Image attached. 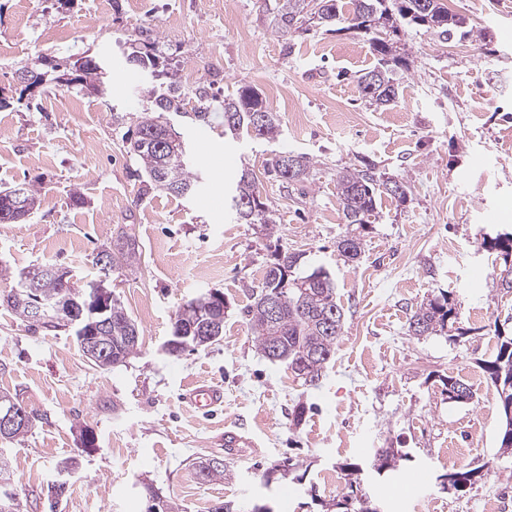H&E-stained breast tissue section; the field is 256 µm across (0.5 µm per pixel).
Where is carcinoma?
I'll list each match as a JSON object with an SVG mask.
<instances>
[{
    "label": "carcinoma",
    "mask_w": 512,
    "mask_h": 512,
    "mask_svg": "<svg viewBox=\"0 0 512 512\" xmlns=\"http://www.w3.org/2000/svg\"><path fill=\"white\" fill-rule=\"evenodd\" d=\"M345 8L343 0H280L276 28L282 35L307 31L311 26L344 25L354 30L368 42L371 53L377 58L378 67L358 78L362 95L377 107L393 104L398 88L393 74L405 66L404 58L393 53L392 37L400 27L406 25L426 26L442 41L463 27V20L448 11L443 0H349ZM129 62L145 71L158 67L159 59L153 46L146 43L129 53ZM166 82L159 90L149 91V107L143 109L135 131L129 138V152L136 157L139 168L136 176L141 184L142 195L166 193L188 196L197 186L196 176L187 165L185 149L173 153L165 141L167 130L162 126L161 115L168 112L188 119L195 125L209 124L210 107L203 105L208 100L204 87L187 90L181 85L178 70H162ZM58 86L78 85L84 92L98 88L107 89L108 76L103 64L94 56L76 71L63 69L51 78ZM195 98L200 105L188 112L185 101ZM224 110V134L238 137L246 135L265 140L281 134V121L275 112L269 111L261 93L251 85H242L233 94L219 102ZM262 118L264 131L254 126V117ZM292 168H279L271 164V171L288 184L308 181L312 163L303 155H292ZM337 200L344 223L364 226L375 216L378 197L382 194L405 198V185L395 179L383 178L375 161L362 157L359 163L339 172L336 176ZM232 197L241 204L236 212L237 220L243 224H274L273 210L263 198L257 174L247 169L233 190ZM18 219L13 213L11 189L0 190V224H14ZM489 248L502 256L507 277L501 278L502 287L512 289V233L498 236L489 242ZM112 269L128 268L141 258V247L136 238L121 229L112 241L103 247ZM337 250L347 262H356L362 253V243L356 236L345 235L337 241ZM286 266L274 260L266 269L263 282L252 293L253 301L246 316L255 334L257 347L267 359L291 367L299 364L294 375L308 386H317L322 380L327 365L332 360L336 343L342 336L345 314L336 300L335 284L330 273L322 268L309 274H297L295 270L300 255L283 253ZM47 275L36 290H27L23 298L40 297L53 302L66 297L80 300L87 289L65 288L55 277L53 267H46ZM275 297L280 306L272 314L267 300ZM458 315L457 304L450 296L430 300L411 314L408 331L414 336H430L443 332ZM105 316L111 318L108 326L99 329L98 341L112 350V360L98 363L96 367L109 369L126 361L137 350L139 329L127 313L120 299L109 302ZM224 334V304L214 303L206 294L190 301L178 312L172 324L171 335L183 334L188 349H195L193 336L201 332ZM499 348L494 359L483 364L494 386L503 415L500 432V448L512 450V335L498 336ZM445 390L453 394L467 393L465 403L473 402L475 393L462 378L450 375L442 379ZM410 460L409 453L399 448L376 449L371 470L380 475L396 471L398 463ZM342 469L349 472L348 491L330 503H321L322 512H362L357 491L360 483L357 475L361 467L345 463ZM197 475L205 482L222 481L231 477V470L224 463L209 465L200 462ZM475 471H455L442 475L447 480L445 488L459 490L472 483ZM15 480L10 461L0 459V505L12 503V512H20L21 504L13 502ZM148 500L152 501L148 512H180L179 505L164 499L151 487H145Z\"/></svg>",
    "instance_id": "carcinoma-1"
}]
</instances>
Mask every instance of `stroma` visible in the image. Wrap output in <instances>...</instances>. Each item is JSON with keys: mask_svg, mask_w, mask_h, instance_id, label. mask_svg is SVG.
I'll list each match as a JSON object with an SVG mask.
<instances>
[{"mask_svg": "<svg viewBox=\"0 0 512 512\" xmlns=\"http://www.w3.org/2000/svg\"><path fill=\"white\" fill-rule=\"evenodd\" d=\"M466 34L440 42L408 26L397 50V101L376 107L358 79L377 64L353 31L283 37L274 25L278 0H0V188L42 178L38 206L18 224H0V269L52 264L75 287L95 278L96 253L117 228L140 240L138 264L110 283L140 336L127 363L102 370L71 332L32 330L0 306V392L39 415L6 444L23 512H144V486L208 512L218 501L238 512H319L311 491L330 498L322 477L341 464H366L375 449L409 452L393 479L365 480L385 512H481L486 499L512 512V454L498 443L502 415L481 369L512 334V291L499 280L502 262L484 239L512 232V0H447ZM183 15L181 26L165 20ZM153 43L159 61L192 72L194 83L223 98L240 84L256 87L282 133L274 141L222 134L211 125L176 122L195 193L141 197L127 151L153 81L127 60L132 40ZM63 61L96 56L108 72L105 97L44 83L24 91L19 67L37 55ZM209 137L213 154L198 143ZM312 159L305 191L264 167L274 154ZM406 183L408 195L378 201V220L362 233L358 262L345 263L336 243L349 232L336 175L360 157ZM251 168L276 214L272 231L242 224L229 209L232 181ZM83 196L73 204V192ZM494 223H483L485 213ZM300 254V271H328L345 326L318 386L304 385L284 364L258 351L245 311L276 253ZM224 296L223 337L171 357L162 346L177 312L191 299ZM441 294L458 301L450 334L413 336L408 319ZM475 392L452 404L447 375ZM220 384L224 406L204 417L181 399L191 382ZM304 407L293 423L295 407ZM241 424L256 443L227 456L225 425ZM92 431L83 447L82 429ZM227 457L232 479L203 482L197 462ZM77 462L68 488L49 507L57 464ZM292 460L296 475L266 484L274 463ZM479 470L480 479L446 491L439 475Z\"/></svg>", "mask_w": 512, "mask_h": 512, "instance_id": "obj_1", "label": "stroma"}]
</instances>
